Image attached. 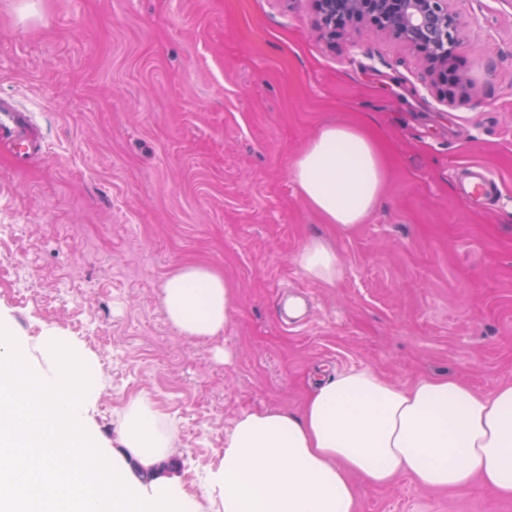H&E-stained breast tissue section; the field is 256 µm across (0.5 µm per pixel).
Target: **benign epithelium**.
<instances>
[{
  "label": "benign epithelium",
  "mask_w": 512,
  "mask_h": 512,
  "mask_svg": "<svg viewBox=\"0 0 512 512\" xmlns=\"http://www.w3.org/2000/svg\"><path fill=\"white\" fill-rule=\"evenodd\" d=\"M329 38L370 23L403 42L422 60L433 84L448 86V61L459 46V21L449 0H312Z\"/></svg>",
  "instance_id": "7a95c632"
}]
</instances>
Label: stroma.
I'll list each match as a JSON object with an SVG mask.
<instances>
[{
    "instance_id": "35a3bbf8",
    "label": "stroma",
    "mask_w": 512,
    "mask_h": 512,
    "mask_svg": "<svg viewBox=\"0 0 512 512\" xmlns=\"http://www.w3.org/2000/svg\"><path fill=\"white\" fill-rule=\"evenodd\" d=\"M463 23L440 93L409 48L373 28L328 41L310 0H0V96L36 113L47 154L20 170L0 143V320L85 354L94 433L151 403L200 512L224 431L299 410L322 380L369 368L402 386L448 374L489 394L512 381V0H451ZM380 139L386 191L365 224L322 223L291 176L325 124ZM495 202L459 195L472 165ZM330 243L336 285L297 254ZM203 263L233 285L224 332L181 334L164 280ZM358 512H512L481 486L402 476Z\"/></svg>"
}]
</instances>
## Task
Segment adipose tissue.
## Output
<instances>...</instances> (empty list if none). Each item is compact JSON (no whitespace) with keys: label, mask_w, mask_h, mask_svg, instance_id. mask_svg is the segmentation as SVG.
Wrapping results in <instances>:
<instances>
[{"label":"adipose tissue","mask_w":512,"mask_h":512,"mask_svg":"<svg viewBox=\"0 0 512 512\" xmlns=\"http://www.w3.org/2000/svg\"><path fill=\"white\" fill-rule=\"evenodd\" d=\"M292 174L323 223L344 231L367 221L387 186L375 138L353 124L324 125ZM296 263L329 285L342 275L334 250L316 238ZM231 297L230 282L203 265L177 269L160 293L169 321L196 338L224 331ZM153 417L149 403L136 399L122 434L146 469L167 447ZM401 474L434 489L477 482L512 499V382L481 394L445 374L408 387L367 368L339 374L319 384L300 411L237 416L205 490L224 512H357L362 485L385 486Z\"/></svg>","instance_id":"adipose-tissue-1"}]
</instances>
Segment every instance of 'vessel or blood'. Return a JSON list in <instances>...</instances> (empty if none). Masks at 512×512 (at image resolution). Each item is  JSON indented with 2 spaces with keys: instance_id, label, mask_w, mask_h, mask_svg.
I'll list each match as a JSON object with an SVG mask.
<instances>
[{
  "instance_id": "vessel-or-blood-1",
  "label": "vessel or blood",
  "mask_w": 512,
  "mask_h": 512,
  "mask_svg": "<svg viewBox=\"0 0 512 512\" xmlns=\"http://www.w3.org/2000/svg\"><path fill=\"white\" fill-rule=\"evenodd\" d=\"M12 147L11 155L17 168H24L34 158L45 155L47 146L41 138L32 113L22 110L14 99L0 96V140ZM462 189L467 194L491 201L499 194L495 178L485 169L475 168L466 173Z\"/></svg>"
}]
</instances>
